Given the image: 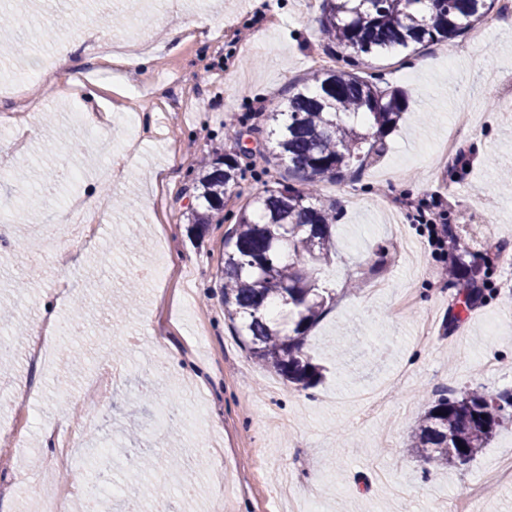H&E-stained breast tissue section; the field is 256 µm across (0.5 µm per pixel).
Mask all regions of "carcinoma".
Here are the masks:
<instances>
[{
  "instance_id": "cac0c4a2",
  "label": "carcinoma",
  "mask_w": 512,
  "mask_h": 512,
  "mask_svg": "<svg viewBox=\"0 0 512 512\" xmlns=\"http://www.w3.org/2000/svg\"><path fill=\"white\" fill-rule=\"evenodd\" d=\"M497 0H323L321 35L352 56L342 67L316 69L288 87L284 104L263 114L260 133L276 144L275 160L286 163L297 188L276 182L247 202L224 242L220 288L224 317L259 364L307 389L321 368L304 351L308 331L332 307L328 268L336 254V204L324 203L314 187L356 173L406 111L407 94L381 88L358 74L362 55L425 47L464 35L483 22ZM233 150L208 161L193 183L197 206L192 226L203 233L240 171ZM463 282L455 304L471 310L494 289L478 287L484 272L467 246L456 254ZM512 408V391L437 389L409 437V447L425 463L464 469L491 442Z\"/></svg>"
}]
</instances>
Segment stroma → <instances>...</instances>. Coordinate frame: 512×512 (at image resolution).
Listing matches in <instances>:
<instances>
[{
	"label": "stroma",
	"instance_id": "1",
	"mask_svg": "<svg viewBox=\"0 0 512 512\" xmlns=\"http://www.w3.org/2000/svg\"><path fill=\"white\" fill-rule=\"evenodd\" d=\"M255 0H0L13 17L0 26V86L30 73L24 101L0 97V209L14 227L12 250L0 255V336L16 351L0 357V507L8 512H50L56 484L44 462L59 440L94 437L109 448L112 483L139 495L144 512L163 486L167 512H222L211 473L218 459L194 454L207 437L222 452L234 486L232 512H288L282 483L312 489L310 512H445L452 496L479 488L475 512H512V482L487 474L512 455V420L464 470H425L409 436L433 389L512 388V265L490 272L497 293L462 313L447 329L452 291L439 273L446 253L434 250L425 225L399 221L387 202L437 191L452 207L449 223L468 214L486 226L481 251L512 244V120L499 96L512 92V21L494 30L477 24L463 36L417 51L367 58L362 73L400 87L408 107L386 138L383 154L355 177L320 183L322 198L336 203V304L309 333L305 350L324 366L316 387L299 389L253 361L228 321L217 288L224 238L242 205L285 173L270 163V178L256 179L243 165L238 195L205 234L186 216L193 204L198 159L223 152L224 134L257 105L275 110L289 84L317 69L325 55L316 0H272L273 16L258 14ZM202 28L169 40L184 17ZM28 26L29 49L16 50V29ZM112 41L148 46L146 63L101 62L100 46ZM62 52L81 63V83L98 98L87 103L98 125H79L53 83L39 80L44 61ZM434 68H426V60ZM42 111L34 131L23 127L30 103ZM474 119L459 141V154L443 157L439 144L460 104ZM135 139L138 155L124 176L99 195L105 217L96 238L79 245L65 236L66 200L86 196L108 153ZM72 172L59 194L27 198V183L47 173ZM25 198L33 222L14 220L13 204ZM382 244L389 260L367 274L369 250ZM112 278L99 288L97 272ZM26 290L17 292L16 279ZM387 283L384 291L376 283ZM84 304L88 351L82 371L62 377L59 363L27 358L35 318L53 310L58 321ZM344 360H337L338 350ZM122 373L106 405L94 404L99 374ZM391 385L389 402L361 423L357 393ZM173 426L155 430L165 408ZM178 449L181 465L143 471L148 458ZM191 481L193 495L178 480Z\"/></svg>",
	"mask_w": 512,
	"mask_h": 512
}]
</instances>
